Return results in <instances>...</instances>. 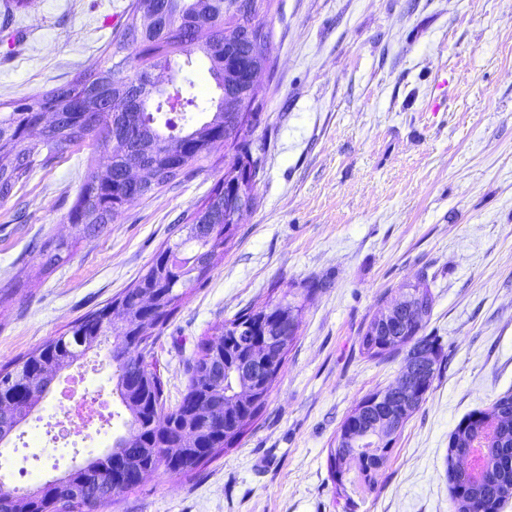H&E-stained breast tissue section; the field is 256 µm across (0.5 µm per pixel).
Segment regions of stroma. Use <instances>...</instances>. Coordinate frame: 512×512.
<instances>
[{"label": "stroma", "mask_w": 512, "mask_h": 512, "mask_svg": "<svg viewBox=\"0 0 512 512\" xmlns=\"http://www.w3.org/2000/svg\"><path fill=\"white\" fill-rule=\"evenodd\" d=\"M0 32V102L108 60L131 0H26ZM254 137L262 169L235 238L163 328L154 359L169 404L207 332L272 288L301 293L302 324L267 408L241 444L193 478L156 472L100 512H450L448 445L469 414L512 391V0H271ZM225 147L192 175L127 205L97 237L67 220L100 170L94 143L35 169L0 200V363L65 332L128 288L224 176ZM65 240L44 269L36 247ZM427 278V334L448 363L406 423L375 490L345 496L328 451L352 407L394 382L401 360L359 352L381 300ZM76 374L114 414L107 347L60 371L0 462L33 486L107 452L54 437L56 397Z\"/></svg>", "instance_id": "obj_1"}]
</instances>
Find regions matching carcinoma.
I'll return each instance as SVG.
<instances>
[{"instance_id": "1", "label": "carcinoma", "mask_w": 512, "mask_h": 512, "mask_svg": "<svg viewBox=\"0 0 512 512\" xmlns=\"http://www.w3.org/2000/svg\"><path fill=\"white\" fill-rule=\"evenodd\" d=\"M269 0H255L241 14L224 19V0H132L112 38V56L122 58L110 66L98 67L71 81L26 100V111H19L21 100L0 102V199L7 198L17 185L27 181L38 166L45 167L74 146L88 140L105 150L104 170L95 172L80 187L76 202L67 214L71 223L82 222L83 234L96 237L124 210L128 200L152 196L159 189L190 175L191 167L207 159L213 150L212 134L232 126L227 143L232 150L224 161V178L204 201L178 224L159 249L146 271L133 285L104 306L75 321L67 332L47 340L38 349L0 366V395L12 406L0 410V439L17 425L16 416L27 417L33 409L31 389L44 394L60 363L71 364L101 344L115 321L135 316L123 337L112 342V392L128 411V431L112 442L106 458L91 459L98 483L80 496L63 488L76 483L74 473L63 476L60 486L39 484L15 492L8 512H97L99 503L112 489V459H120L135 474L141 469H162L170 474L194 476L200 468L224 449L237 445L260 416L270 390L284 366L290 346L301 325L302 306L282 296L246 308L204 337L189 367L190 378L180 401L170 406L164 385L150 368L159 331L181 306L188 290L204 285L206 277L236 230L229 228L228 208L224 205V183L237 168L249 167L259 174L261 161L253 157V134L261 121L259 101L261 74L270 68L269 59L253 54V45L267 43L270 36L260 14ZM193 44L208 61L207 71L215 86L224 83V71L232 69L236 80L247 89L246 105L239 112L224 111V101L213 97L204 102L195 94V84H173L157 93L147 111L136 113L138 135L125 133V114L133 91H150L141 82L148 69H169L184 51L183 38ZM231 42L229 56L218 53V45ZM138 62L137 71L127 73L129 62ZM76 100L93 110L94 122L81 120L71 111ZM49 104L58 113L55 124L35 134L28 133V115ZM188 138L202 150L192 157L172 147L173 139ZM134 164L150 169L146 179L133 185L122 173ZM195 240L197 272L186 282L178 276L158 277V264L164 255ZM43 266L54 269L70 255L64 241H47L38 250ZM410 300L391 325L378 319L368 322L360 339V353L371 359L389 360L406 347L419 345L435 353L441 368L443 347L434 336L424 334L431 318L434 298L426 281L408 286ZM259 356L267 363L265 380L257 385L241 371L245 357ZM398 392L376 389L357 403L342 422L336 445L329 449V465L340 487L349 482L371 491L386 468L399 430L418 410L424 398L404 381ZM383 402L366 406L377 397ZM463 419L451 436L448 448V478L451 483L453 512H496L512 499V393L496 398L485 410ZM361 421V438L345 440L347 420ZM197 431L203 451L184 443L186 427ZM479 448L483 463L474 473L463 467L462 458Z\"/></svg>"}]
</instances>
